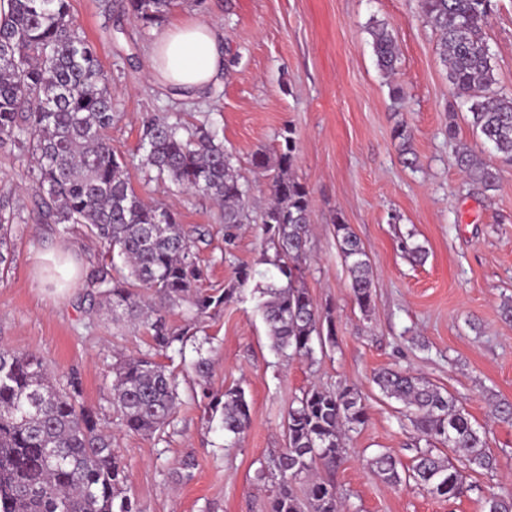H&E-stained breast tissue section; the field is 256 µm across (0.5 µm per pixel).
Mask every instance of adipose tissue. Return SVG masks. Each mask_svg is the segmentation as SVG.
Wrapping results in <instances>:
<instances>
[{
    "instance_id": "ef3b65f1",
    "label": "adipose tissue",
    "mask_w": 512,
    "mask_h": 512,
    "mask_svg": "<svg viewBox=\"0 0 512 512\" xmlns=\"http://www.w3.org/2000/svg\"><path fill=\"white\" fill-rule=\"evenodd\" d=\"M149 67L172 97L197 98L224 68V34L206 19L171 26L153 44Z\"/></svg>"
}]
</instances>
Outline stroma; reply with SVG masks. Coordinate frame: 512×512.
I'll return each mask as SVG.
<instances>
[{"label": "stroma", "instance_id": "stroma-1", "mask_svg": "<svg viewBox=\"0 0 512 512\" xmlns=\"http://www.w3.org/2000/svg\"><path fill=\"white\" fill-rule=\"evenodd\" d=\"M71 0V13L112 75L116 114L112 145L135 152L144 122L182 118L217 129L248 188L253 213L270 201L268 180L251 164L260 149L275 153L286 130L297 141L294 173L307 184L311 224L304 277L319 309L330 310L335 344L313 345L308 356L273 349L257 307L275 276L262 229L245 224L224 242L220 206L210 197L177 192L137 165L128 177L144 198L175 209L203 271L196 288L221 293L239 267L250 277L234 298L191 318L187 303L166 318L181 339L158 352L149 331L113 319L85 283L103 249L81 226L14 225L13 263L0 278V346L44 357L59 381L77 377L81 400L112 433L127 482L141 512H270L277 481L257 471L286 445L292 401L310 387L357 388L367 418L348 434L344 460L322 476L334 482L349 512H482L485 495L512 497V425L494 405L512 401V164L477 138L464 109L453 108L439 34L419 0H176L161 24L142 27L111 0ZM204 17L224 32V71L196 100L180 101L148 74L151 46L165 26ZM386 22L399 50L393 78L382 75L368 33ZM488 43L499 88L512 92V0H493ZM404 90L393 108L392 85ZM413 133L416 166H407L392 138L398 121ZM456 137H449V129ZM501 171L496 190L483 192L460 171L458 145ZM349 224L374 273L371 308L362 311L336 246V220ZM413 237L428 253L413 262L399 249ZM61 249L78 283L48 287L40 255ZM153 355L177 379L180 405L170 424L151 435L126 431L112 407V366ZM206 358L210 369L193 368ZM399 368L453 393L485 426L496 470L468 476L456 500L415 482L394 487L368 465L387 449L410 462L419 434L395 400L373 384L374 372ZM244 390L251 423L236 437L210 417L209 399Z\"/></svg>", "mask_w": 512, "mask_h": 512}]
</instances>
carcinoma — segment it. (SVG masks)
Wrapping results in <instances>:
<instances>
[{"mask_svg": "<svg viewBox=\"0 0 512 512\" xmlns=\"http://www.w3.org/2000/svg\"><path fill=\"white\" fill-rule=\"evenodd\" d=\"M173 0H125L123 12L144 26L159 23ZM424 17L439 32L441 59L448 82L470 114V124L505 161L512 162V93L495 89L497 79L487 42L491 0H421ZM379 70H396L399 52L387 25L369 28ZM111 77L96 50L75 28L70 0H10V14L0 24V148L28 161L27 176L40 195L33 212L50 224H77L108 252L119 251L128 274L117 277L115 265L103 264L87 287L105 299L112 312L130 318L146 315L155 350L178 339L166 309L183 301L194 315L230 301L249 278L238 269L236 283L220 296L194 293L202 269L191 252L179 214L146 202L127 177L130 162L112 147L108 130L116 106ZM393 140L403 155L411 153L412 131L399 122ZM297 144L284 137L279 153L253 155L256 171H274L271 203L254 218L248 189L240 182L233 156L218 132L200 124L150 118L137 152L139 165L166 178L180 190L201 193L224 207L227 241L240 224H262L274 250L269 259L280 282L262 289L260 303L274 350L308 355L312 338L321 336L329 314L317 307L305 287L300 263L306 254L310 191L294 175ZM459 166L472 183L494 191L500 172L464 147ZM26 222L9 195L0 197V268L12 262L13 225ZM338 248L348 264L351 288L360 309L371 306V260L350 225L336 224ZM401 251L423 261L424 248L411 239ZM152 290L160 304L144 299L130 282ZM112 405L130 432L152 434L164 428L177 407V384L150 357L121 360L112 366ZM373 382L381 393L410 411L425 447L405 473L395 456L383 451L370 467L389 484L408 479L449 500L469 490L467 475L497 466L487 432L448 391L404 371L386 369ZM81 383L72 377L60 386L43 358L32 352L0 347V512H140L125 495V472L100 428L97 414L80 402ZM211 418L224 432L238 436L250 424L244 391L224 390L211 399ZM366 408L359 392L311 388L288 409L287 444L273 459L279 480L270 512H343L336 485L312 479L300 498L294 482L320 467L334 468L343 458L346 432L362 425ZM444 445L448 455L433 453ZM483 512H512V497L489 493Z\"/></svg>", "mask_w": 512, "mask_h": 512, "instance_id": "carcinoma-1", "label": "carcinoma"}]
</instances>
